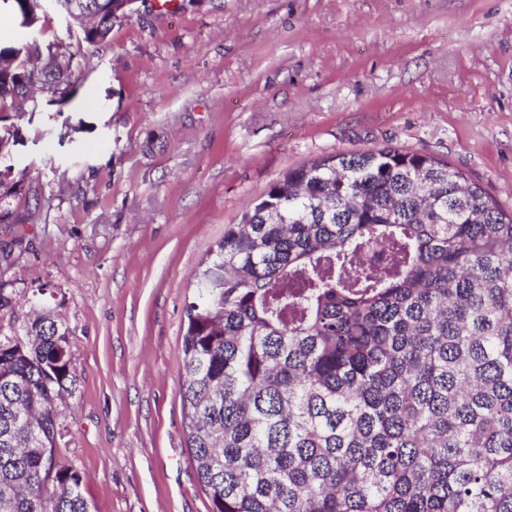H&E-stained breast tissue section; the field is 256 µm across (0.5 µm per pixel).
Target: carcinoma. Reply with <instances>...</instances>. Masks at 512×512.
I'll list each match as a JSON object with an SVG mask.
<instances>
[{
	"mask_svg": "<svg viewBox=\"0 0 512 512\" xmlns=\"http://www.w3.org/2000/svg\"><path fill=\"white\" fill-rule=\"evenodd\" d=\"M19 85L0 74L15 135ZM192 279L181 402L213 512H512V215L463 172L393 146L290 169ZM25 336H0V512H91L54 455L72 331L43 309Z\"/></svg>",
	"mask_w": 512,
	"mask_h": 512,
	"instance_id": "cac0c4a2",
	"label": "carcinoma"
}]
</instances>
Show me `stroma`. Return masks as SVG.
<instances>
[{
    "label": "stroma",
    "mask_w": 512,
    "mask_h": 512,
    "mask_svg": "<svg viewBox=\"0 0 512 512\" xmlns=\"http://www.w3.org/2000/svg\"><path fill=\"white\" fill-rule=\"evenodd\" d=\"M19 123L21 238L0 332L42 301L76 380L55 458L91 512H212L180 386L191 274L289 169L386 145L445 161L512 213V0H135Z\"/></svg>",
    "instance_id": "1"
}]
</instances>
